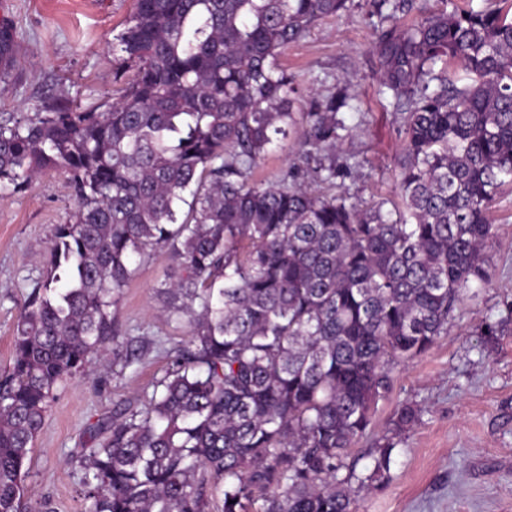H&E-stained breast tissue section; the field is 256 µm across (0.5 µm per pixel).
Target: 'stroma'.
Listing matches in <instances>:
<instances>
[{
  "instance_id": "35a3bbf8",
  "label": "stroma",
  "mask_w": 512,
  "mask_h": 512,
  "mask_svg": "<svg viewBox=\"0 0 512 512\" xmlns=\"http://www.w3.org/2000/svg\"><path fill=\"white\" fill-rule=\"evenodd\" d=\"M135 0H0V29L14 34L10 72L0 75V116L33 113L60 99L105 111L123 63L112 46ZM365 0H349L289 45L280 63L300 91L295 111L312 112L321 94L344 89L352 135L337 161L358 165L344 186L361 207L397 198L400 122L390 95L378 83V31ZM65 174L51 172L20 192L0 191V377L10 366L14 327L29 286L42 275L55 225L69 220ZM491 218L497 236L488 249L491 281L466 292L446 335L422 357L395 373L390 400L375 416L383 432L394 411L413 401L423 409L396 458L392 478L360 493L356 512H512V330L486 347L484 321L495 322L512 303V187L498 195ZM170 251L157 248L139 265L117 309L130 347L141 338L162 349L142 356L123 373L90 365L59 392L35 443L28 494L49 500L54 512H82L81 472L73 458L88 447V429L114 404L143 398L170 363L167 349L187 339V322L160 311L156 290L175 268Z\"/></svg>"
}]
</instances>
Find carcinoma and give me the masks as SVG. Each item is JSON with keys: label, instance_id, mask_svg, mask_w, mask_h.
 Segmentation results:
<instances>
[{"label": "carcinoma", "instance_id": "obj_1", "mask_svg": "<svg viewBox=\"0 0 512 512\" xmlns=\"http://www.w3.org/2000/svg\"><path fill=\"white\" fill-rule=\"evenodd\" d=\"M387 15L381 91L400 115V203L362 209L336 179L351 137L331 93L293 111L278 65L347 0H136L115 51L136 67L103 112L60 102L0 120V188L67 175L74 211L17 321L0 380V512H53L28 496L34 442L58 392L138 354L116 311L157 247L178 268L157 290L189 336L143 403L98 420L77 452L85 512H353L391 479L421 410L373 416L394 373L448 333L464 293L490 281L487 214L512 184V12ZM458 64V85L435 73ZM299 162L252 181L275 142ZM187 211H182L183 207ZM371 440L359 471L352 448Z\"/></svg>", "mask_w": 512, "mask_h": 512}]
</instances>
